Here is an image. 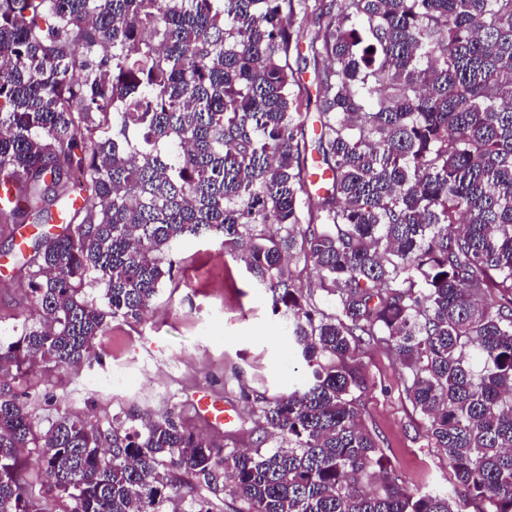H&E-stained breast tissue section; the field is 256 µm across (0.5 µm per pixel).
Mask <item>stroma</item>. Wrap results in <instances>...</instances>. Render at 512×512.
Listing matches in <instances>:
<instances>
[{
  "mask_svg": "<svg viewBox=\"0 0 512 512\" xmlns=\"http://www.w3.org/2000/svg\"><path fill=\"white\" fill-rule=\"evenodd\" d=\"M17 222L0 221V340L16 338L35 314L28 270L15 259ZM170 258L173 282L164 283L141 320L111 321L96 342V358L78 368L43 363L14 385L40 421L67 412L109 428L130 415L173 413L184 426L227 448L271 450L279 446L261 409L308 371L286 324L274 315L265 289L216 241L189 237ZM364 379L357 397L367 429L377 439L382 464L410 491L455 498L446 456L404 391V371L393 346L381 339L363 345L350 362ZM222 397L235 423L217 430L196 414L197 392ZM173 485L167 512H241L228 493L197 486L184 470L163 466Z\"/></svg>",
  "mask_w": 512,
  "mask_h": 512,
  "instance_id": "35a3bbf8",
  "label": "stroma"
}]
</instances>
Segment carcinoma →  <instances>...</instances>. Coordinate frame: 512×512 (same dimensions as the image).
Returning <instances> with one entry per match:
<instances>
[{
  "mask_svg": "<svg viewBox=\"0 0 512 512\" xmlns=\"http://www.w3.org/2000/svg\"><path fill=\"white\" fill-rule=\"evenodd\" d=\"M303 42L329 172L315 201L290 64ZM1 172V220L82 204L32 242L36 318L0 344V512H46L19 479L27 448L69 512H166L165 461L243 512H512V0H0ZM209 234L309 370L263 408L282 445L226 450L172 413L40 430L11 393L22 368L94 358L109 321L140 319L173 279V246ZM295 254L336 314L316 316ZM379 336L452 501L386 472L359 488L382 455L347 361Z\"/></svg>",
  "mask_w": 512,
  "mask_h": 512,
  "instance_id": "cac0c4a2",
  "label": "carcinoma"
}]
</instances>
